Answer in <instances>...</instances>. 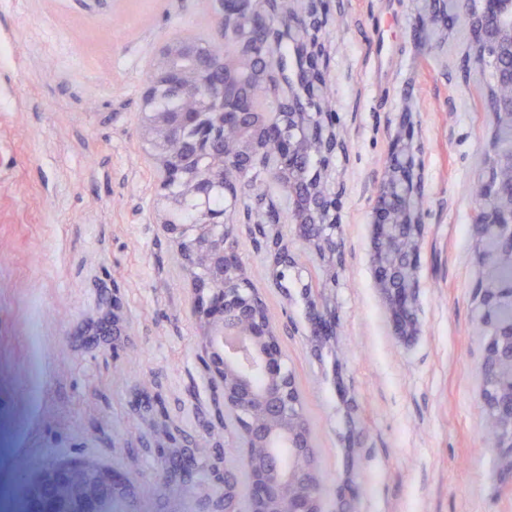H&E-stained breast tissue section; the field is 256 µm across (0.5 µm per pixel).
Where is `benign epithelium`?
<instances>
[{
  "mask_svg": "<svg viewBox=\"0 0 512 512\" xmlns=\"http://www.w3.org/2000/svg\"><path fill=\"white\" fill-rule=\"evenodd\" d=\"M304 11L291 26L310 34L307 42L306 78L318 93L321 74L326 63V47L318 34L328 15L325 0H302ZM244 0H211L215 20L213 44H223L224 25L235 18L243 8ZM480 36L491 43L502 68L501 82L512 86V0H482ZM224 95V66L213 55H193L192 65L172 70L162 66L147 83L143 95V111L149 113L148 132L157 144L165 143V135L196 121L198 113L188 110L161 112L151 107L152 98L159 90L172 89L178 97L198 96L200 86ZM336 115L333 112L316 113V121L305 131L284 135L275 126L261 130L259 139L249 140L234 159L240 171L249 169L261 151L260 143L273 144L288 164L299 162L300 143L314 139L322 146L324 163L322 180L330 181L336 152L342 143L336 133ZM416 143L408 132L391 149L388 174L376 197L374 214V241L371 262L374 267L397 276L392 287L378 283L390 318L402 337L416 329V289L418 281L409 273L418 266L422 225L413 226L414 242L404 251L401 266L390 265L385 256V243L394 234L390 220L392 211L402 205L398 188L402 184L417 186L416 167L411 156ZM182 149L198 155L202 152L213 159L221 150V140L215 138L202 145L183 142ZM500 161L493 152L489 171L480 180L485 196L473 213V223L488 224L497 231L503 223L501 216H509V231L502 239L512 244V182L505 185L496 176ZM178 181L188 187L197 201H204L215 189L224 187V166H210L204 177L191 171L176 174ZM341 207V194L310 192L296 197L295 226L304 242L318 245L326 267L336 269L339 244L336 238V219ZM264 246L267 249L271 272L293 263L288 247L272 220H266ZM168 235L179 243L187 264L198 270L193 290V308L200 311L207 326L203 346L208 353L209 366L216 379L224 381L231 374L236 382L224 389V403H232L243 410L248 439L265 448L263 465H250L253 512H320L319 498L306 483L307 466L312 458L310 443L301 423V409L296 398L294 376L285 363L274 327L263 317L261 297L240 287L232 278L239 256L233 225L227 214L207 217L204 224H170ZM502 349L492 348L482 363V370L494 383H508L512 387V363L502 369L498 359ZM266 375L272 385L258 393L251 385L254 372ZM494 417L512 430V396L504 400L492 389L481 397ZM285 442L293 465H282L276 452L277 443ZM123 493L116 474L91 458L61 457L50 461L29 479L28 503L30 512H112V495ZM224 512H237L235 484L231 476H224Z\"/></svg>",
  "mask_w": 512,
  "mask_h": 512,
  "instance_id": "obj_1",
  "label": "benign epithelium"
}]
</instances>
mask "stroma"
<instances>
[{"label":"stroma","instance_id":"1","mask_svg":"<svg viewBox=\"0 0 512 512\" xmlns=\"http://www.w3.org/2000/svg\"><path fill=\"white\" fill-rule=\"evenodd\" d=\"M411 0H330L326 81L344 150L342 262L319 259L284 224L295 263L274 287L265 248L236 210L238 253L271 316L328 476L322 512H512L482 441V268L468 189L485 168L487 89L462 59L417 33ZM208 0H0V512L57 455L91 457L126 484L116 512H224L206 473L156 492L161 450L135 390L152 382L181 446L213 429L211 464L239 474L235 429H218L220 388L200 363L191 288L160 225L143 150L142 91L159 47L211 37ZM412 126L426 200L418 328L394 332L370 261L373 209L401 125ZM335 315L316 333L313 306ZM119 313L122 333L91 336ZM357 488L342 501L338 488Z\"/></svg>","mask_w":512,"mask_h":512}]
</instances>
